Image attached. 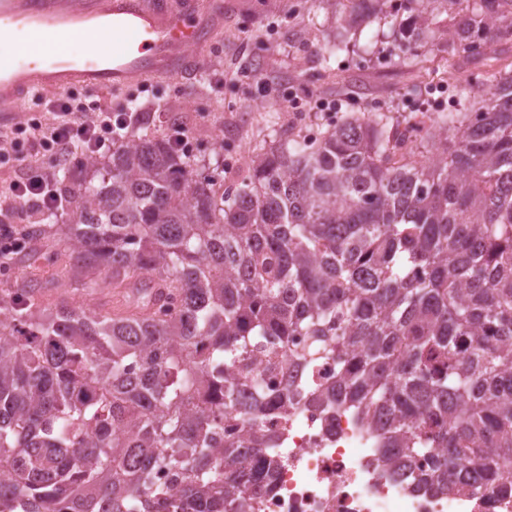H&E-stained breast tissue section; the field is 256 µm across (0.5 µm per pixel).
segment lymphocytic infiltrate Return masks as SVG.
<instances>
[{
    "mask_svg": "<svg viewBox=\"0 0 512 512\" xmlns=\"http://www.w3.org/2000/svg\"><path fill=\"white\" fill-rule=\"evenodd\" d=\"M31 103L48 119L15 126L26 148L16 152L14 159L26 173L10 186L9 196L34 215H60L69 209L70 201L58 187L57 172L67 168L75 155H98L122 130L140 122L142 115L136 110L115 112L100 102L71 95L57 99L37 95ZM32 156L42 157L41 168L28 166Z\"/></svg>",
    "mask_w": 512,
    "mask_h": 512,
    "instance_id": "1",
    "label": "lymphocytic infiltrate"
}]
</instances>
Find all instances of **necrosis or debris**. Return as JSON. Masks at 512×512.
<instances>
[{
    "mask_svg": "<svg viewBox=\"0 0 512 512\" xmlns=\"http://www.w3.org/2000/svg\"><path fill=\"white\" fill-rule=\"evenodd\" d=\"M268 426L283 463L259 512H512L510 467L475 495L435 494L416 487L415 472L429 468L430 456L412 472L385 465L369 442L374 425L302 405Z\"/></svg>",
    "mask_w": 512,
    "mask_h": 512,
    "instance_id": "necrosis-or-debris-1",
    "label": "necrosis or debris"
}]
</instances>
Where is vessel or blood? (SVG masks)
I'll use <instances>...</instances> for the list:
<instances>
[{"label": "vessel or blood", "instance_id": "b4317fda", "mask_svg": "<svg viewBox=\"0 0 512 512\" xmlns=\"http://www.w3.org/2000/svg\"><path fill=\"white\" fill-rule=\"evenodd\" d=\"M224 23L223 0H0V122L16 119L24 98L83 86L118 90L156 78H182L201 66L192 54ZM91 39L80 58L63 47L73 31ZM28 47H12L16 33Z\"/></svg>", "mask_w": 512, "mask_h": 512}]
</instances>
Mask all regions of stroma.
Here are the masks:
<instances>
[{"label": "stroma", "mask_w": 512, "mask_h": 512, "mask_svg": "<svg viewBox=\"0 0 512 512\" xmlns=\"http://www.w3.org/2000/svg\"><path fill=\"white\" fill-rule=\"evenodd\" d=\"M333 33L318 0H224V26L201 50L204 69H219L223 79L183 78L152 81L147 89L87 90L122 112L134 101L146 119L140 134L160 136L172 125L185 128L190 152L204 167L223 165L216 138L232 143L240 161L225 167V182L237 181L249 157L262 141L282 131L304 127L321 130L330 113L298 112L262 106L264 94L332 97L345 112H373L392 122L420 123L440 111L462 107L457 80L468 81L473 95H482L486 71L498 62H512V47L498 49V60L460 64L456 80L447 75L446 52L420 53L407 64L388 62L382 51L393 41L390 24L377 21L362 29L348 48L326 59L322 48Z\"/></svg>", "instance_id": "35a3bbf8"}]
</instances>
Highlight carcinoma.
Returning a JSON list of instances; mask_svg holds the SVG:
<instances>
[{
	"label": "carcinoma",
	"mask_w": 512,
	"mask_h": 512,
	"mask_svg": "<svg viewBox=\"0 0 512 512\" xmlns=\"http://www.w3.org/2000/svg\"><path fill=\"white\" fill-rule=\"evenodd\" d=\"M320 2L329 58L373 20L398 64L448 20L452 58L512 43V0ZM217 183L132 132L68 223L25 226L57 281L138 301L50 310L31 281L0 289V512H251L279 468L266 423L305 404L381 422L398 463L447 449L430 492L474 494L463 461L489 484L512 466V63L423 129L348 112L255 149L219 202ZM260 357L303 375L267 391ZM323 362L336 379L317 383Z\"/></svg>",
	"instance_id": "carcinoma-1"
}]
</instances>
